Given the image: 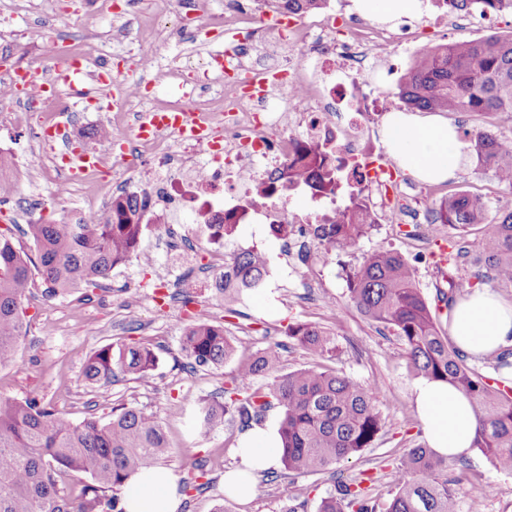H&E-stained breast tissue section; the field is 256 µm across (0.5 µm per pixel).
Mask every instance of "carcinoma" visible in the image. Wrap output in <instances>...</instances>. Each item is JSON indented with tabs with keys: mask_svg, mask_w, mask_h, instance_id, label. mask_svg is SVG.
Returning a JSON list of instances; mask_svg holds the SVG:
<instances>
[{
	"mask_svg": "<svg viewBox=\"0 0 512 512\" xmlns=\"http://www.w3.org/2000/svg\"><path fill=\"white\" fill-rule=\"evenodd\" d=\"M434 2L447 13L476 6L482 15L512 14V0ZM327 4L276 0L277 8L294 15ZM398 98L406 108L422 112L512 113V37L490 35L419 49L401 78ZM459 138L463 152L475 158L477 166L492 168L498 181L512 188V136L465 130ZM303 152V163L288 167V178L278 170L269 175L268 183L279 196L299 182L330 194L342 188L323 148L308 143ZM348 190L349 208L313 228L318 244L328 252L357 246L376 224L362 190ZM148 207L146 196L132 192L112 197L108 214L96 222L33 219L24 230L36 247L32 256L0 231V365L14 360L20 338L28 331L24 300L33 287V274L39 275L49 298L73 288L101 286L117 267L142 257L139 244L148 225L141 217ZM432 214L435 224L465 230L486 223L487 204L458 191L438 200ZM212 228L224 238V275L218 284L224 301L260 290L268 275L265 254L234 242L235 224ZM478 263L485 269L456 276L448 291H438L446 308L488 280L512 283L511 206L501 208L499 220L485 233ZM347 294L364 319L398 337L415 377L448 382L472 400L478 422L474 447L495 468L512 472V350L496 356L494 379L468 362L448 342L439 307L425 297L416 268L395 250L377 247L364 254L347 275ZM285 336L320 359L336 355L335 336L319 325L293 323ZM283 348L285 343L278 342L240 361L234 396L202 402L201 425L216 427L230 414L248 427L272 406L280 407L281 461L297 475L326 470L372 447L384 426L378 387L323 367L282 374ZM181 350L187 368L194 369L224 365L235 347L224 327L199 322L185 328ZM157 363L156 352L146 345L118 352L107 345L87 358L84 377L104 397L118 378L144 380ZM268 376L272 384L255 385ZM169 451L160 423L135 407L116 406L107 420L90 415L74 423L36 397L0 396V512H124L117 491L139 470L162 462ZM447 469L448 460L427 447L405 449L386 512H480L481 499L492 487L481 485L464 501L455 483L448 481ZM364 481L361 477L339 483L335 493L321 499L316 512H377L374 498L362 487Z\"/></svg>",
	"mask_w": 512,
	"mask_h": 512,
	"instance_id": "carcinoma-1",
	"label": "carcinoma"
}]
</instances>
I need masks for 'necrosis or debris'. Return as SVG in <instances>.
Segmentation results:
<instances>
[{
	"label": "necrosis or debris",
	"instance_id": "4bbe7bcc",
	"mask_svg": "<svg viewBox=\"0 0 512 512\" xmlns=\"http://www.w3.org/2000/svg\"><path fill=\"white\" fill-rule=\"evenodd\" d=\"M344 23L354 31L347 40L337 39L328 24L295 36L302 54L316 56L321 73L317 79L299 77L296 62L284 67L263 62L252 44L193 65L177 58L161 70L155 69L152 57L141 58L144 71H156L163 82L178 84L183 90L180 98L156 104V111L178 112L191 106L196 121L214 129V144L202 146L178 129L133 139L128 144L130 164L113 169L111 186L99 185L96 168H84L78 175V183L99 187L97 196L80 202L82 219L99 218L102 198L109 192L135 188L149 199L150 227L172 229L184 213L204 226L283 224L287 230L280 233V240L290 241L297 256H311L317 241L310 227L331 220L338 208L335 196L314 193L317 211L309 214L294 211L273 194L244 208L225 203L224 194L262 183V163L287 167L305 143L325 145L332 161L352 163L357 186L372 183L371 170L364 163L371 132L367 116L383 111L386 99L363 96L359 78L386 54L392 33L373 30L354 12L347 14ZM262 74L270 78L263 94L235 89V82ZM216 81L223 92L209 96L206 88ZM283 90L288 93L285 107L270 111V98ZM144 155L152 158L154 167L147 179L140 180L132 164Z\"/></svg>",
	"mask_w": 512,
	"mask_h": 512
}]
</instances>
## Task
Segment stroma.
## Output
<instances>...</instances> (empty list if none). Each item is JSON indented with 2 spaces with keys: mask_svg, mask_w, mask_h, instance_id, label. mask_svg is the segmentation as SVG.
<instances>
[{
  "mask_svg": "<svg viewBox=\"0 0 512 512\" xmlns=\"http://www.w3.org/2000/svg\"><path fill=\"white\" fill-rule=\"evenodd\" d=\"M114 2L113 10L107 11L99 0H30L29 12L13 19L0 15V74L41 61L55 64L58 50L66 43H89L94 56L121 57L124 77L144 83V102L149 105L177 98L180 90L174 85L150 86L149 74L137 65L141 55H151L156 67L162 68L178 54L195 62L225 46L251 40L247 31L198 22L199 14L223 12L224 0ZM419 2L415 12L388 23V30L405 29L408 46L403 51L389 49L380 68L366 74L368 88L381 87L387 95H397L401 77L423 45L512 36L511 14L483 16L469 10L465 13L468 26L460 27L456 14H439L430 0ZM165 22L186 27V38L178 43L147 38L150 27ZM60 98L67 109L74 102L82 104L83 117L72 126V134L81 137L90 150H107L108 142L93 138L92 132L97 126L111 124L115 112L102 111L101 101L94 97L80 101L76 92L67 89L61 91ZM1 112L14 113L17 120L0 123V149L14 151L19 161L39 152L41 142L33 131L42 124L41 112L26 111L22 103L11 98L0 100ZM395 178L403 188L424 187L419 198L424 214L441 197L465 191L486 201L487 223H494L500 207L512 201V190L498 182L493 169L477 168L469 159L455 178L445 182L424 185L401 169H396ZM0 193L9 199L8 205H0V229L12 228L16 247L31 253L35 247L21 232L31 214L58 222L74 221L85 188L72 185L66 204L55 201L48 183L36 189L21 182ZM400 217L399 211H392L390 223L377 225L357 247L321 252L305 264L286 256L281 241L270 236L265 225H239L235 241L264 252L269 275L257 293L231 304L225 303L223 294L214 288V275L203 271L209 260L206 253L188 259L181 246L159 244L158 233L146 229L140 250L151 254L152 263L130 260L117 268L103 287L78 288L50 300L44 296L43 284L32 288L25 303L29 331L21 339L15 361L0 367V395L41 399L75 422L92 411L107 417L112 406L121 404L153 415L170 446L166 467L184 479L194 461L206 465L207 486L184 497L181 512H213L219 504L224 512H285L290 495L305 503L307 512H316L320 499L333 493L337 482L364 473L375 478L370 486L372 496L380 505H387L395 489L399 455L425 441L412 401L417 380L408 371L396 336L365 320L349 303L346 275L367 251L394 249L414 262L422 291L426 298L435 299L437 289L446 285V275L471 271L468 260L455 264L441 260L449 239L465 238L470 251H477L487 225L471 226L464 236L448 225H429L422 235L410 238L399 225ZM197 321L223 326L225 334L237 343L235 358L220 367L187 370L181 337L184 328ZM48 322L55 324V334H44ZM296 322L315 323L334 334L337 349L331 367L361 383L378 386L385 426L371 448L328 470L289 475L283 486L259 477L256 498L242 505L224 496V474L237 461L240 424L228 416L223 425L205 431L196 424L193 410L200 399L223 400L225 390L235 385L238 358L282 340L285 327ZM135 342L157 353L158 365L152 376L141 381L119 380L112 386L111 404L97 403L95 389L83 375L87 356L105 345L118 350ZM468 461L469 467L463 472L449 466V478H461L465 491L493 485L494 494L486 501L484 512H512V472L497 470L477 452Z\"/></svg>",
  "mask_w": 512,
  "mask_h": 512,
  "instance_id": "35a3bbf8",
  "label": "stroma"
}]
</instances>
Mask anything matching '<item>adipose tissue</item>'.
Returning a JSON list of instances; mask_svg holds the SVG:
<instances>
[{
    "mask_svg": "<svg viewBox=\"0 0 512 512\" xmlns=\"http://www.w3.org/2000/svg\"><path fill=\"white\" fill-rule=\"evenodd\" d=\"M383 138L397 164L423 181H448L463 164L458 127L438 114L390 112ZM448 339L475 359L511 346L512 302L493 289H475L457 300L448 323ZM413 396L429 448L448 459L470 456L477 429L470 400L440 380L420 381ZM236 453L241 466L225 473L224 493L245 504L258 491L260 473L278 465L276 429L248 430ZM122 505L125 512H179L181 499L175 474L160 465L138 471L123 490Z\"/></svg>",
    "mask_w": 512,
    "mask_h": 512,
    "instance_id": "obj_1",
    "label": "adipose tissue"
}]
</instances>
